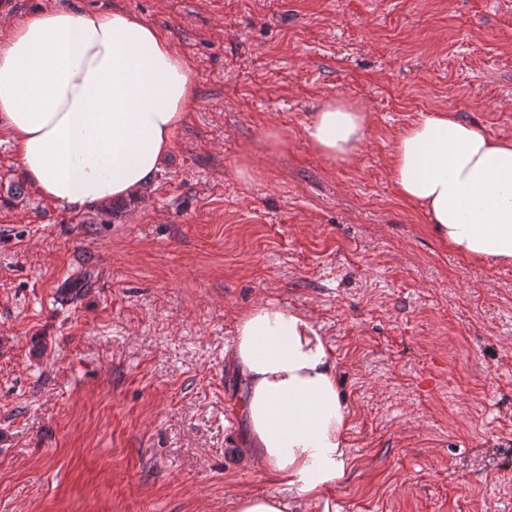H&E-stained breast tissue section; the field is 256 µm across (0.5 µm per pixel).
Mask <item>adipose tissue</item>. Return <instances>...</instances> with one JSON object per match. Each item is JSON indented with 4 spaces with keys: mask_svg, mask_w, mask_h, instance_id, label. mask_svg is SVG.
I'll use <instances>...</instances> for the list:
<instances>
[{
    "mask_svg": "<svg viewBox=\"0 0 512 512\" xmlns=\"http://www.w3.org/2000/svg\"><path fill=\"white\" fill-rule=\"evenodd\" d=\"M195 99L191 64L130 13L58 5L11 20L0 38V130L37 192L61 207H103L151 182ZM367 123L362 106L331 98L303 134L326 159L349 162ZM390 179L457 255L512 265L511 139L431 112L397 135ZM233 360L255 463L292 496L336 489L353 471L351 417L321 326L255 305L237 321Z\"/></svg>",
    "mask_w": 512,
    "mask_h": 512,
    "instance_id": "obj_1",
    "label": "adipose tissue"
}]
</instances>
